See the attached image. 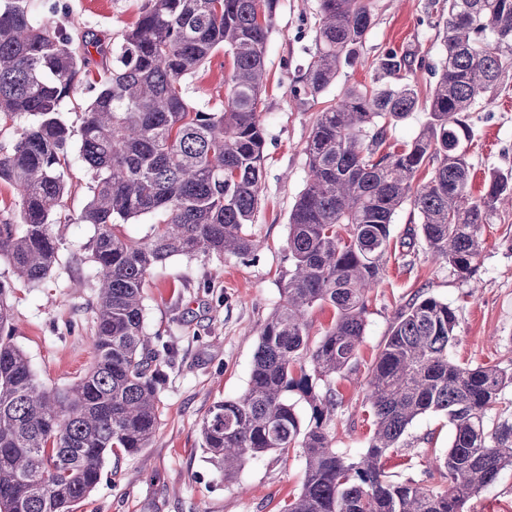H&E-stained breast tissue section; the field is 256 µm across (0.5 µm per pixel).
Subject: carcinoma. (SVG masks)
<instances>
[{
  "label": "carcinoma",
  "mask_w": 512,
  "mask_h": 512,
  "mask_svg": "<svg viewBox=\"0 0 512 512\" xmlns=\"http://www.w3.org/2000/svg\"><path fill=\"white\" fill-rule=\"evenodd\" d=\"M35 0H0V122L36 117L10 151L0 181L18 197L16 219L0 223V259L24 284L44 281L58 262L60 223L92 224L77 261L97 288L94 366L71 388L40 384L17 347L0 281V512H72L98 484L105 460L151 447L158 430L162 365L172 344L147 335L142 288L154 266L198 253L255 256L247 225L258 208L265 130L258 110L267 38L278 0H148L112 52L95 95L78 98L93 33L63 17L38 23ZM428 16L446 49L430 65L419 44L377 56L376 82L346 89L318 113L305 146L308 181L289 215L290 270L284 301L260 328L249 388L216 403L203 422L204 448L228 479L248 458L300 448L302 489L283 512H468V502L512 466V425L488 439L484 419L512 385V372L455 362L454 308L416 295L402 306L369 381L374 432L366 454L333 448L329 426L341 403L317 382L352 369L365 330L366 298L387 263L391 224L409 203L432 255L463 279L481 254V227L512 202V171L492 168L484 193L469 192L470 113L512 82V0H431ZM374 25L373 0H319L316 51L292 87L314 100L354 65ZM232 73L217 112L187 97V80L218 50ZM434 78L422 97L415 75ZM81 114L73 126L61 105ZM424 107L410 142L384 149L387 127ZM91 177L89 201L62 214L71 193L70 149ZM161 219L140 241L118 226ZM335 321L309 348V308ZM310 410L303 424L297 403ZM427 412L454 427L446 453L425 478L396 480L381 460L405 446Z\"/></svg>",
  "instance_id": "cac0c4a2"
}]
</instances>
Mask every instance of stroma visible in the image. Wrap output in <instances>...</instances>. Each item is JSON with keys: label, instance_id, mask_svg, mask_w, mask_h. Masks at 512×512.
Returning a JSON list of instances; mask_svg holds the SVG:
<instances>
[{"label": "stroma", "instance_id": "1", "mask_svg": "<svg viewBox=\"0 0 512 512\" xmlns=\"http://www.w3.org/2000/svg\"><path fill=\"white\" fill-rule=\"evenodd\" d=\"M146 0H64L69 19L89 28L103 47L93 54L92 70L108 63V49L139 19ZM428 0H374L375 24L354 65L343 67L317 99L299 103L290 89L314 51L318 0H279L266 49V87L261 115L265 128V163L260 204L247 230L259 245L254 261L234 256H174L155 266L144 288L145 330L175 345L173 364L164 366L159 389V429L152 447L136 455L108 457L96 488L74 512H281L302 487V451L248 459L224 478L203 449L201 427L215 403L241 396L248 387L258 333L283 301L288 273L286 250L289 214L306 187L304 147L319 112L351 86L372 85L374 60L383 47L421 43L431 62L445 49L424 18ZM231 60L216 53L187 84L189 99L206 109H220ZM470 120L475 139L472 196L485 189L489 168L512 169V85ZM420 219L411 206L395 214L389 260L379 284L369 293L358 364L336 376L333 387L343 400L330 423L332 444L341 453L362 457L372 430L367 401L374 357L397 309L415 294L433 295L455 308V361L496 365L512 371V207H499L482 228L483 251L476 273L459 278L417 238ZM59 263L39 287H16L11 303L13 341L25 352L37 380L63 390L89 370L96 288L88 266L72 263L92 239L90 224H61ZM452 439L441 414L427 413L410 426L406 446L388 454L384 468L395 477L422 478ZM471 512H512V467L471 503Z\"/></svg>", "mask_w": 512, "mask_h": 512}]
</instances>
